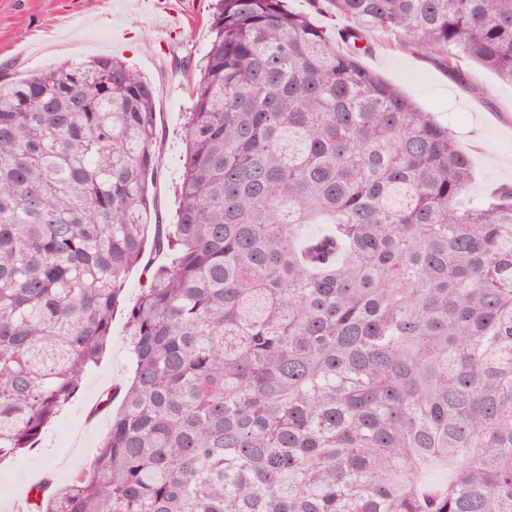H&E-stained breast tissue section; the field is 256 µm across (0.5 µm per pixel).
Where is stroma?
I'll list each match as a JSON object with an SVG mask.
<instances>
[{
    "instance_id": "35a3bbf8",
    "label": "stroma",
    "mask_w": 512,
    "mask_h": 512,
    "mask_svg": "<svg viewBox=\"0 0 512 512\" xmlns=\"http://www.w3.org/2000/svg\"><path fill=\"white\" fill-rule=\"evenodd\" d=\"M188 2L191 13L182 31L166 37L131 0H0V82L102 55L122 58L152 82L162 164L149 191L152 216L163 224L171 223L179 203L183 131L192 107L188 83L212 40V0ZM362 63L454 130L473 162L467 200L512 184L511 86L470 63L466 83H459L434 60L393 48L381 37ZM126 335V318L116 313L106 354L40 447L0 465V512H18L33 479L48 475L62 484L85 468L110 428V413L95 410L100 395L131 377Z\"/></svg>"
}]
</instances>
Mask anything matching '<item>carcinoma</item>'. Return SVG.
Returning a JSON list of instances; mask_svg holds the SVG:
<instances>
[{
    "label": "carcinoma",
    "instance_id": "cac0c4a2",
    "mask_svg": "<svg viewBox=\"0 0 512 512\" xmlns=\"http://www.w3.org/2000/svg\"><path fill=\"white\" fill-rule=\"evenodd\" d=\"M310 6L215 3L173 224L146 78L100 57L0 84V463L121 307L134 366L89 467L31 508L512 512V186L461 205L450 128L361 62L383 34L512 86V0ZM150 239L170 261L126 307Z\"/></svg>",
    "mask_w": 512,
    "mask_h": 512
}]
</instances>
